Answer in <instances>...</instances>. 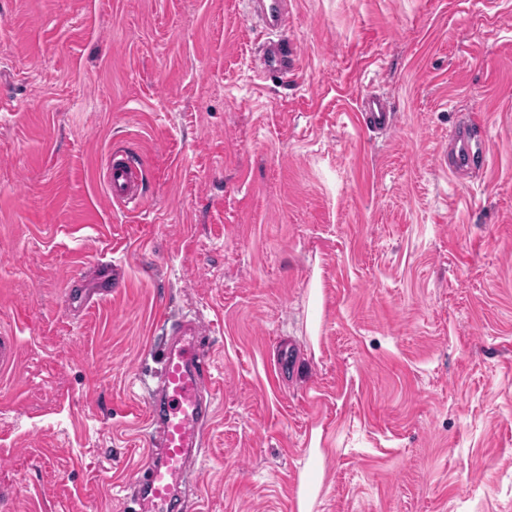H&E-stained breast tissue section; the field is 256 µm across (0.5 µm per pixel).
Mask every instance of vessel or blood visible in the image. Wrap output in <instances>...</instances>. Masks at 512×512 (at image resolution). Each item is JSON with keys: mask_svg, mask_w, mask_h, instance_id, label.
Instances as JSON below:
<instances>
[{"mask_svg": "<svg viewBox=\"0 0 512 512\" xmlns=\"http://www.w3.org/2000/svg\"><path fill=\"white\" fill-rule=\"evenodd\" d=\"M247 12L272 36L263 48L264 73L287 71L297 56L275 41L274 36L288 28V0H248ZM361 112L366 126L373 130L388 131L394 126V111L381 97H363ZM452 139L453 169H467L473 161L483 158L486 145L475 136L471 124L456 127ZM142 181L141 167L135 165L126 151L117 148L110 152L105 184L114 204L126 209L140 208ZM163 330L165 341L159 357L161 390L151 398L147 415L149 426L159 439L151 443L132 479L139 489V512H173L178 506L180 487L196 478L206 426L215 412V377L205 326L197 319L185 318L175 324H164Z\"/></svg>", "mask_w": 512, "mask_h": 512, "instance_id": "1", "label": "vessel or blood"}]
</instances>
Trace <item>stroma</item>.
Instances as JSON below:
<instances>
[{
	"mask_svg": "<svg viewBox=\"0 0 512 512\" xmlns=\"http://www.w3.org/2000/svg\"><path fill=\"white\" fill-rule=\"evenodd\" d=\"M289 7L265 79L243 0H0V512H131L161 313L208 329L201 512H512V0ZM297 55L293 52H288V48H284L282 43L278 41L269 40L263 48L262 73L266 74H280L288 71L289 67H293ZM361 112L366 126L374 131H389L394 127V111L389 102L381 97H363ZM452 140L455 144L452 163H448V171L470 169L475 159H483L486 152V144L475 136L471 123L459 125L452 132ZM142 169L119 148L110 152L105 168V184L109 198L125 209L142 205Z\"/></svg>",
	"mask_w": 512,
	"mask_h": 512,
	"instance_id": "35a3bbf8",
	"label": "stroma"
}]
</instances>
